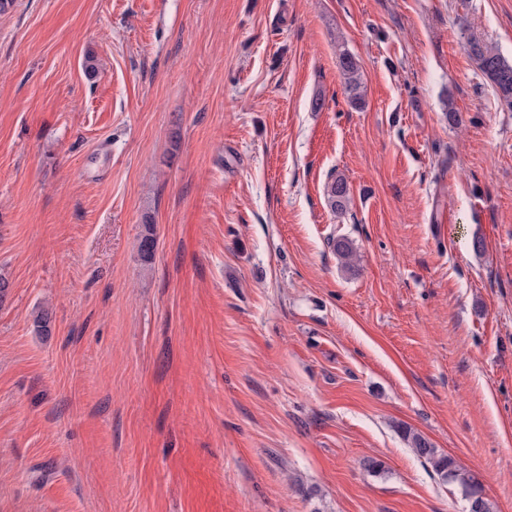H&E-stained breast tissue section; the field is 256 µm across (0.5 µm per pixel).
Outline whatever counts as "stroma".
I'll return each mask as SVG.
<instances>
[{"label":"stroma","instance_id":"stroma-1","mask_svg":"<svg viewBox=\"0 0 512 512\" xmlns=\"http://www.w3.org/2000/svg\"><path fill=\"white\" fill-rule=\"evenodd\" d=\"M470 36L512 60V0L0 12V512H468L407 428L512 512V104ZM337 68L347 98L354 105L364 97L365 85L358 60L345 49H338ZM327 196L330 207L335 212H343L350 200V189L342 176H337L327 185ZM331 246L342 267L350 270L356 266L358 254L353 242L349 238L341 236L333 239Z\"/></svg>","mask_w":512,"mask_h":512}]
</instances>
